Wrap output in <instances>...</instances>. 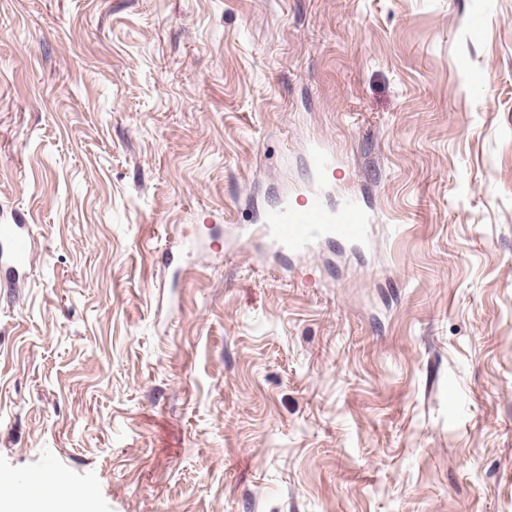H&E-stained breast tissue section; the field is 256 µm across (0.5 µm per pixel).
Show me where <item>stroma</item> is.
Masks as SVG:
<instances>
[{
  "label": "stroma",
  "mask_w": 512,
  "mask_h": 512,
  "mask_svg": "<svg viewBox=\"0 0 512 512\" xmlns=\"http://www.w3.org/2000/svg\"><path fill=\"white\" fill-rule=\"evenodd\" d=\"M317 142L372 244L237 239ZM19 217L0 475L56 461L84 512H512V0H0Z\"/></svg>",
  "instance_id": "1"
}]
</instances>
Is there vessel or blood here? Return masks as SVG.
Listing matches in <instances>:
<instances>
[{"instance_id":"1","label":"vessel or blood","mask_w":512,"mask_h":512,"mask_svg":"<svg viewBox=\"0 0 512 512\" xmlns=\"http://www.w3.org/2000/svg\"><path fill=\"white\" fill-rule=\"evenodd\" d=\"M313 172L322 178L336 169V157L315 145L309 151ZM377 218L357 197L344 198L331 206L322 191L308 187L302 202L282 195L278 202L260 214L257 223L239 227L241 236L291 254L308 253L321 244L344 242L366 246ZM31 255V227L27 224H0V271L6 279L23 276Z\"/></svg>"}]
</instances>
